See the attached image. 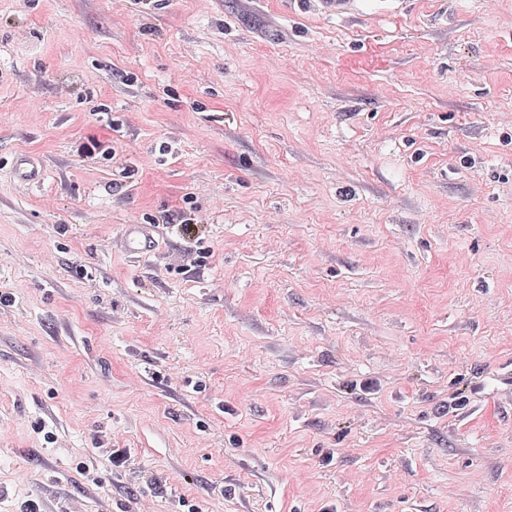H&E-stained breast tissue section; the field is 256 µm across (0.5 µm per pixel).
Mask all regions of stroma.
<instances>
[{
	"instance_id": "35a3bbf8",
	"label": "stroma",
	"mask_w": 512,
	"mask_h": 512,
	"mask_svg": "<svg viewBox=\"0 0 512 512\" xmlns=\"http://www.w3.org/2000/svg\"><path fill=\"white\" fill-rule=\"evenodd\" d=\"M1 292L0 512H512V0H0ZM120 249L133 258H146L159 246L151 224H126L118 238Z\"/></svg>"
}]
</instances>
